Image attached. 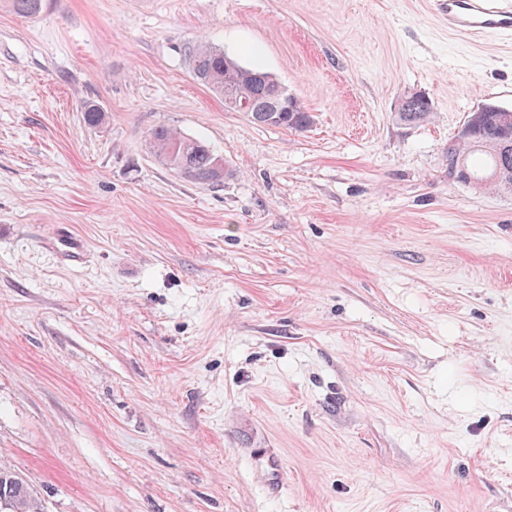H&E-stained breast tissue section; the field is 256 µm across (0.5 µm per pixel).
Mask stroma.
I'll list each match as a JSON object with an SVG mask.
<instances>
[{"label":"stroma","mask_w":512,"mask_h":512,"mask_svg":"<svg viewBox=\"0 0 512 512\" xmlns=\"http://www.w3.org/2000/svg\"><path fill=\"white\" fill-rule=\"evenodd\" d=\"M201 42L312 125L227 111ZM489 102L512 43L437 0H0V462L45 512H512V195L446 160ZM159 126L226 177L158 161ZM433 112L431 101L422 94H412L398 105L397 117L404 124H416L426 121ZM150 145L155 157L187 180L210 184L224 178V158L201 141L161 126L150 133ZM222 166L223 175L220 176ZM255 471L269 486L278 485L282 476V464L278 454L270 448H263L253 457Z\"/></svg>","instance_id":"stroma-1"}]
</instances>
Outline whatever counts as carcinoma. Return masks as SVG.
I'll return each mask as SVG.
<instances>
[{"label": "carcinoma", "mask_w": 512, "mask_h": 512, "mask_svg": "<svg viewBox=\"0 0 512 512\" xmlns=\"http://www.w3.org/2000/svg\"><path fill=\"white\" fill-rule=\"evenodd\" d=\"M191 67L198 82L221 96L228 86L240 88L252 104L247 118L255 125L304 130L311 124L305 106L280 88L273 75L243 66L207 43L193 48ZM431 112V101L415 93L399 103L397 117L404 124H416L426 121ZM150 145L155 157L187 180L203 184L222 180L224 158L201 141L161 126L150 133ZM448 167L463 184L512 193V108L488 103L471 113L448 147ZM0 512H44L23 474L2 465Z\"/></svg>", "instance_id": "carcinoma-1"}]
</instances>
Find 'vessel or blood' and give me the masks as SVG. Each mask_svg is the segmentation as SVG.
Segmentation results:
<instances>
[{"instance_id":"1","label":"vessel or blood","mask_w":512,"mask_h":512,"mask_svg":"<svg viewBox=\"0 0 512 512\" xmlns=\"http://www.w3.org/2000/svg\"><path fill=\"white\" fill-rule=\"evenodd\" d=\"M449 31L462 37L512 36V0H441ZM255 471L269 486L278 485L282 464L265 448L253 458Z\"/></svg>"}]
</instances>
